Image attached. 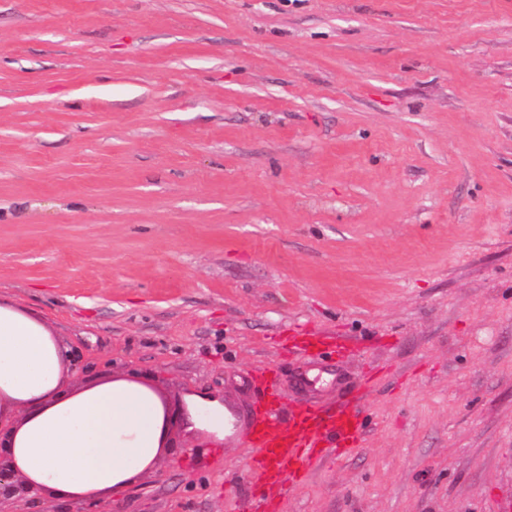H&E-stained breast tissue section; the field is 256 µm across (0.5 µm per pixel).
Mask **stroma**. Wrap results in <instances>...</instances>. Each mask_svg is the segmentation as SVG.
Returning <instances> with one entry per match:
<instances>
[{"label":"stroma","instance_id":"obj_1","mask_svg":"<svg viewBox=\"0 0 512 512\" xmlns=\"http://www.w3.org/2000/svg\"><path fill=\"white\" fill-rule=\"evenodd\" d=\"M2 298L176 417L367 385L275 512H512V0H0ZM170 448L0 512H248L249 449Z\"/></svg>","mask_w":512,"mask_h":512}]
</instances>
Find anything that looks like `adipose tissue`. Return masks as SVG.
Listing matches in <instances>:
<instances>
[{"label":"adipose tissue","instance_id":"ef3b65f1","mask_svg":"<svg viewBox=\"0 0 512 512\" xmlns=\"http://www.w3.org/2000/svg\"><path fill=\"white\" fill-rule=\"evenodd\" d=\"M67 345L42 317L0 300V499L39 495L100 504L152 473L169 453L161 394L124 376L72 384ZM196 437L224 438V407L193 395L183 415Z\"/></svg>","mask_w":512,"mask_h":512}]
</instances>
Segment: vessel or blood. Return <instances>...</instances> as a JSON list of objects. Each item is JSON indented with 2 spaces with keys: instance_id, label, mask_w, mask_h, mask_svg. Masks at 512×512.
Here are the masks:
<instances>
[{
  "instance_id": "obj_1",
  "label": "vessel or blood",
  "mask_w": 512,
  "mask_h": 512,
  "mask_svg": "<svg viewBox=\"0 0 512 512\" xmlns=\"http://www.w3.org/2000/svg\"><path fill=\"white\" fill-rule=\"evenodd\" d=\"M364 433V423L350 401H337L335 409L309 404L284 420L276 396H269L259 420L250 422L232 403L224 405V445L249 442L255 450L251 468L272 487L282 488L287 475L301 477L321 448L347 451Z\"/></svg>"
}]
</instances>
